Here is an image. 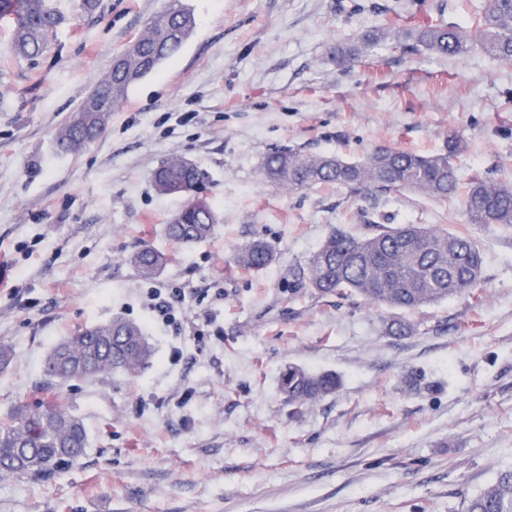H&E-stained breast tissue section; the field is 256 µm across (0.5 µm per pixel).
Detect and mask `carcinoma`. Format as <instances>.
Instances as JSON below:
<instances>
[{"instance_id": "1", "label": "carcinoma", "mask_w": 512, "mask_h": 512, "mask_svg": "<svg viewBox=\"0 0 512 512\" xmlns=\"http://www.w3.org/2000/svg\"><path fill=\"white\" fill-rule=\"evenodd\" d=\"M1 20L12 29L11 53L34 63L62 16L51 0H0ZM195 24L192 10L182 0H170L169 7L151 17L116 56L113 69L58 130L55 143H67L64 152L74 153L95 142L128 88L176 55ZM385 36L383 30H371L353 45L336 47L337 64L344 66L373 53ZM407 36L441 56L459 57L478 45L489 58L512 62V0H489L468 26H427ZM460 151L461 141L455 136L449 137L447 152L428 157L386 145L375 147L359 162L301 149H277L267 157L264 174L275 185L295 189L332 184L354 192L408 190L448 200L459 188L455 158ZM203 179L198 167L178 158L163 162L153 172L158 193L186 197L183 207L164 225L169 239L188 244L212 235L217 217L212 204L198 196ZM464 207L472 224L512 225V183L475 177ZM274 259L272 247L262 239L237 248L231 256L236 267L255 271L267 268ZM131 263L138 274L150 277L163 265L164 256L143 246L131 256ZM483 263L481 248L464 233L402 224L355 237L334 228L300 270L299 281L322 296L350 291L370 306L413 311L475 291L481 285ZM152 355L141 326L122 317L59 342L45 366L43 390L49 398L34 406L18 404L0 420V473L45 482L78 461L87 447L85 427L52 388L96 373L122 371L135 376ZM280 387L290 402H317L336 390L337 380L329 373L290 367ZM465 512H512V469L499 471L467 501Z\"/></svg>"}]
</instances>
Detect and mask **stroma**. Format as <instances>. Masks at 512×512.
Here are the masks:
<instances>
[{
	"instance_id": "stroma-1",
	"label": "stroma",
	"mask_w": 512,
	"mask_h": 512,
	"mask_svg": "<svg viewBox=\"0 0 512 512\" xmlns=\"http://www.w3.org/2000/svg\"><path fill=\"white\" fill-rule=\"evenodd\" d=\"M184 2L196 27L180 52L72 154L56 152L57 131L167 0H99L90 16L53 0L64 20L34 63L10 54L0 25V417L42 401L49 352L79 328L120 316L154 350L137 376L60 388L86 454L47 483L0 478V512H464L512 467V226L468 223L459 196L291 190L263 165L280 147L433 155L455 135L461 180L512 181V63L407 39L345 67L332 57L373 27L464 23L485 0ZM172 157L205 174L218 216L206 240L164 234L183 200L151 174ZM399 224L476 240L477 294L404 312L298 282L332 227ZM257 238L275 262L234 266ZM144 244L167 259L149 279L128 262ZM153 288L185 290L178 324L154 320ZM401 318L411 335L393 334ZM291 366L340 385L289 402Z\"/></svg>"
}]
</instances>
